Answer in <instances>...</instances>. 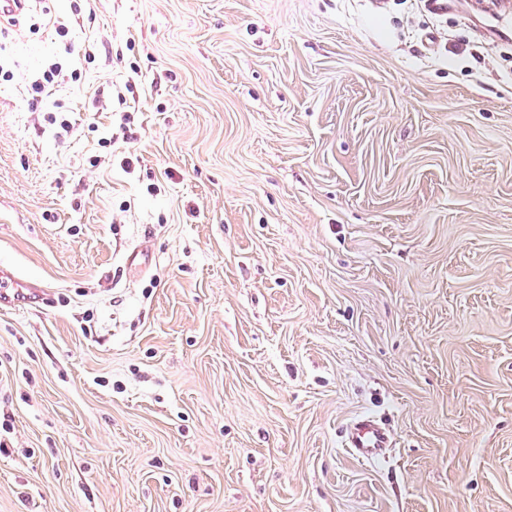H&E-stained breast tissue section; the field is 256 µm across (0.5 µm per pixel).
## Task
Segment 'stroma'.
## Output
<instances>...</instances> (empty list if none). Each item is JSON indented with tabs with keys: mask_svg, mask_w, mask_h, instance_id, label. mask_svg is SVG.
<instances>
[{
	"mask_svg": "<svg viewBox=\"0 0 512 512\" xmlns=\"http://www.w3.org/2000/svg\"><path fill=\"white\" fill-rule=\"evenodd\" d=\"M74 5L0 30V512H512V0H93L66 132ZM80 77L81 74L77 68L71 70L59 62L48 64L40 70L30 82L32 107H35L36 111L55 88L70 83H76L80 80ZM45 296V288L21 279L10 270H0V304L30 305L43 300ZM391 436L372 415L360 417L348 431L343 447L357 460L375 463L385 459Z\"/></svg>",
	"mask_w": 512,
	"mask_h": 512,
	"instance_id": "obj_1",
	"label": "stroma"
}]
</instances>
